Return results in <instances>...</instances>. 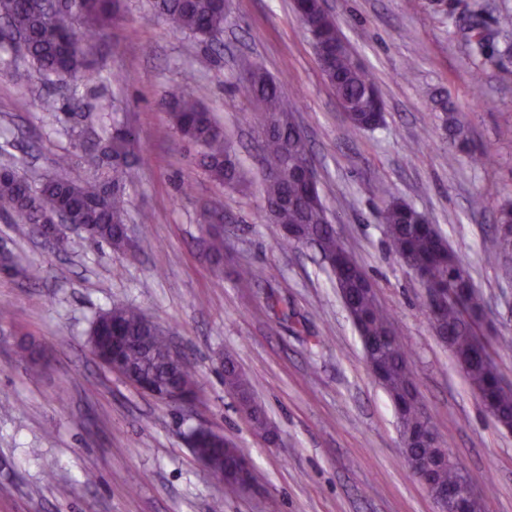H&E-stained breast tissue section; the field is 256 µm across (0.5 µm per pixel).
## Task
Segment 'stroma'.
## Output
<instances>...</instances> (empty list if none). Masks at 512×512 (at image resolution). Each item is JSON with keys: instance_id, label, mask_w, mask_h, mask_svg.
<instances>
[{"instance_id": "obj_1", "label": "stroma", "mask_w": 512, "mask_h": 512, "mask_svg": "<svg viewBox=\"0 0 512 512\" xmlns=\"http://www.w3.org/2000/svg\"><path fill=\"white\" fill-rule=\"evenodd\" d=\"M386 110L354 131L316 60L292 0H226L222 47L176 32L148 0L95 34L92 77L74 91L33 75L0 43V164L32 182L58 154L81 155L108 100L134 130L138 182L126 191L135 253L68 230L67 251L0 218V242L36 279L0 271V512H435L404 461L394 406L369 368L333 278L310 246L285 248L265 212L257 142L261 110L236 89L261 56L306 135L327 216L396 322L421 406L478 493L482 512H512V432L487 418L435 336L424 290L392 254L377 212L400 199L437 224L469 267L494 332L488 346L512 382V259L487 263L498 205L512 199V0H327ZM487 32L476 45L474 7ZM141 45V53L130 50ZM193 86L234 139L247 186L214 183L167 133L164 92ZM86 109L73 111L70 97ZM55 107L45 112L43 99ZM467 148L448 152L449 117ZM150 223H142L143 214ZM222 219L224 258L204 219ZM256 275L240 279L242 267ZM116 304L165 328L197 375L177 408L142 393L90 353L89 328ZM235 360L278 431L257 432L224 388ZM222 432L252 465L238 491L193 455L189 431Z\"/></svg>"}]
</instances>
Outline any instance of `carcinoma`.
<instances>
[{
    "label": "carcinoma",
    "instance_id": "cac0c4a2",
    "mask_svg": "<svg viewBox=\"0 0 512 512\" xmlns=\"http://www.w3.org/2000/svg\"><path fill=\"white\" fill-rule=\"evenodd\" d=\"M307 5L303 25L312 33V42L330 46L327 63L319 66L344 108V116L352 128L371 130L383 122V115L368 113V99L376 92L373 74L353 62L336 21L320 6V0H301ZM151 10L171 28L196 36L220 41L226 17L225 0H151ZM71 13L75 21L58 24V16ZM119 0H0V16L7 18L12 31L22 40L23 61L44 78L77 82L90 71L91 44L95 29L119 17ZM248 77L239 83L240 93L258 102L261 108L280 118L278 129L262 133L258 143L261 175L264 184L266 212L273 223L287 232L285 244L313 240L329 262L336 288L342 291L350 317L371 337L372 345L365 351L368 364L378 372L380 383L394 404L401 437L406 440L407 465L417 459L434 455L417 438L419 430L431 425L419 410V393L408 367V355L389 337L396 336L394 321L382 308L370 284V277L357 264L336 265V256L344 247L332 224L319 189L309 190L287 178L285 166L290 159L305 160L309 146L303 131L295 124L293 114L284 103L280 87L268 74L263 59L256 55L246 63ZM166 99L170 126L195 150L194 160L215 182L238 188L247 182V172L238 160L229 136L203 105L195 88L176 84L168 87ZM106 137L85 148L84 160L93 175L84 181L48 176L39 184L25 185L9 165L0 166V215L18 223L29 224L33 230L57 210L64 208L69 222L88 229L90 240L105 244L117 252L127 251L126 211L124 194L127 185L135 182L137 171L129 160L133 142L131 134L117 116L109 112V104L97 106ZM392 252L407 266L426 271L438 288H450L463 296L465 306L444 307L436 318L451 332V348L455 357L466 363L465 378L471 388L500 410L505 422H512V388L499 384L495 367L471 355L473 325L482 316V296L473 287L467 269L434 224L413 207L392 200L378 211ZM496 224L504 240L495 241L487 260L496 262L508 251L512 241V204L505 203L496 211ZM123 329L127 336H145L147 340L124 352L125 363L137 375L149 378L159 386L175 384L195 390V373L187 362L167 363L163 350L168 347L166 335H157L148 327L147 317L130 305H117L100 314L92 323L89 335H109L107 325ZM224 388L241 408L250 409L254 427L266 435L273 431L262 406L253 396L249 380L235 362L224 361ZM242 452L232 445L224 447V472L233 479Z\"/></svg>",
    "mask_w": 512,
    "mask_h": 512
}]
</instances>
